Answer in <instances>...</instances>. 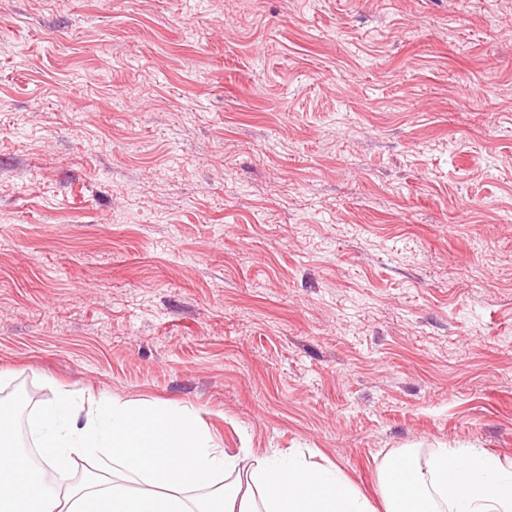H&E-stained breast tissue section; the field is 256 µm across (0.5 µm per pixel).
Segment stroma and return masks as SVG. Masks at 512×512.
Returning a JSON list of instances; mask_svg holds the SVG:
<instances>
[{
	"mask_svg": "<svg viewBox=\"0 0 512 512\" xmlns=\"http://www.w3.org/2000/svg\"><path fill=\"white\" fill-rule=\"evenodd\" d=\"M196 410L251 469L512 464V0H0V393Z\"/></svg>",
	"mask_w": 512,
	"mask_h": 512,
	"instance_id": "35a3bbf8",
	"label": "stroma"
}]
</instances>
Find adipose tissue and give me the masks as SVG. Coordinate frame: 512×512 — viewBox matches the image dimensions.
I'll return each mask as SVG.
<instances>
[{
	"instance_id": "1",
	"label": "adipose tissue",
	"mask_w": 512,
	"mask_h": 512,
	"mask_svg": "<svg viewBox=\"0 0 512 512\" xmlns=\"http://www.w3.org/2000/svg\"><path fill=\"white\" fill-rule=\"evenodd\" d=\"M32 426L40 467L23 481L26 457L0 450V512H372L338 470L296 457L274 453L241 472L187 408L100 400L83 415L60 395ZM86 456L111 461L107 476L62 492L43 482ZM382 484L385 512H512V465L479 448L440 449L423 467L401 455Z\"/></svg>"
}]
</instances>
